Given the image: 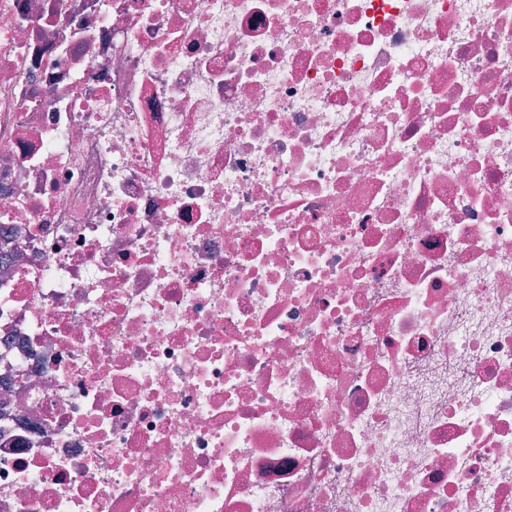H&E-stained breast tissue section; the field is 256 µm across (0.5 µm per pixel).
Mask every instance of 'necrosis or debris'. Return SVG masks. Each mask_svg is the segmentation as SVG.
<instances>
[{
    "label": "necrosis or debris",
    "mask_w": 512,
    "mask_h": 512,
    "mask_svg": "<svg viewBox=\"0 0 512 512\" xmlns=\"http://www.w3.org/2000/svg\"><path fill=\"white\" fill-rule=\"evenodd\" d=\"M0 512H512V0H0Z\"/></svg>",
    "instance_id": "obj_1"
}]
</instances>
